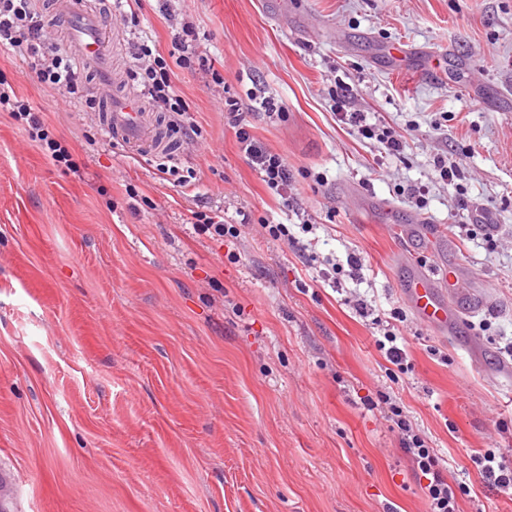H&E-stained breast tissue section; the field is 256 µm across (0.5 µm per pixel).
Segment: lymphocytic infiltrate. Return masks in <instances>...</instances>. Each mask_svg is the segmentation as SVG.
Instances as JSON below:
<instances>
[{"label": "lymphocytic infiltrate", "instance_id": "lymphocytic-infiltrate-1", "mask_svg": "<svg viewBox=\"0 0 512 512\" xmlns=\"http://www.w3.org/2000/svg\"><path fill=\"white\" fill-rule=\"evenodd\" d=\"M12 47L27 57L37 69L40 82L52 86L59 93H76L79 84L78 68L73 53L50 48L41 23V16L34 7L33 0H0V47ZM133 58L139 76L154 108L159 112L172 114L182 124L184 134L193 139L200 131L191 115V108L177 92L172 78V70L162 56L154 55L147 44L136 45ZM351 97L349 88H342L332 99L333 109L339 110L342 120L355 127L358 134L376 140L388 154L403 151V141L391 128L371 124L363 112L346 111L345 106ZM0 112H6L14 120L26 123L32 138L45 142L54 161L68 163L70 154L65 147L50 140L44 130L45 120L18 96L15 88L0 82ZM224 116L232 124L241 151L259 171L267 188L277 194H287L293 175L285 158L259 145L250 132V125L242 112L238 100L228 96L224 99ZM390 419L400 434V444L409 456L413 467L429 481L423 486L428 512H460L456 489L449 485L439 470V459L433 449L428 448L424 439L417 434L397 405L389 407ZM474 471L489 487L501 493L512 491V466L497 456L494 450H480L470 456Z\"/></svg>", "mask_w": 512, "mask_h": 512}]
</instances>
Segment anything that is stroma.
<instances>
[{
    "label": "stroma",
    "instance_id": "obj_1",
    "mask_svg": "<svg viewBox=\"0 0 512 512\" xmlns=\"http://www.w3.org/2000/svg\"><path fill=\"white\" fill-rule=\"evenodd\" d=\"M93 2L121 35L120 89L139 92L132 50L147 41L201 136L162 121L193 174L173 185L149 150L108 137L104 101L65 100L0 50V79L72 159L0 112V469L16 480L0 512H427L386 395L449 484L469 486L460 512H512L464 472L479 450L512 461V0H142L134 23ZM188 27L199 61L184 69ZM341 85L403 152L341 121ZM227 94L287 159L289 198L240 150ZM264 96L285 117L257 110ZM439 154L466 156L458 184L435 180ZM474 208L493 240L460 232ZM219 209L251 218L235 246L196 228ZM305 221L314 262L258 232ZM424 271L448 326L404 294ZM389 323L400 367L378 348Z\"/></svg>",
    "mask_w": 512,
    "mask_h": 512
}]
</instances>
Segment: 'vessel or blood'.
Masks as SVG:
<instances>
[{
  "label": "vessel or blood",
  "instance_id": "1",
  "mask_svg": "<svg viewBox=\"0 0 512 512\" xmlns=\"http://www.w3.org/2000/svg\"><path fill=\"white\" fill-rule=\"evenodd\" d=\"M52 11L68 22L66 37L78 65L94 75L91 91L106 103L104 126L110 138L132 148L148 145L156 155H163L153 117L143 100L131 92L116 94L113 89L112 56L104 51L100 13L86 9L81 0H53ZM406 296L420 319L431 325L447 324L448 306L427 280H413Z\"/></svg>",
  "mask_w": 512,
  "mask_h": 512
}]
</instances>
